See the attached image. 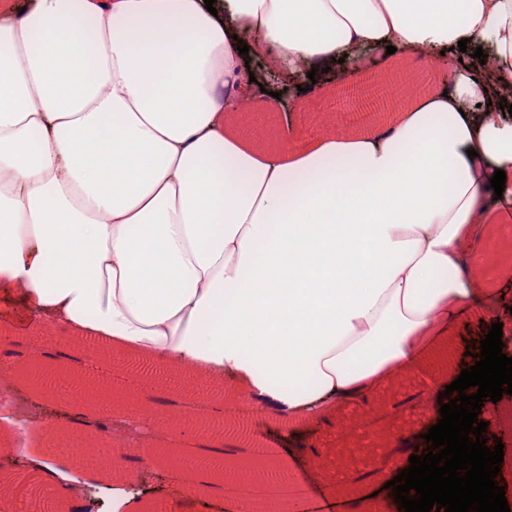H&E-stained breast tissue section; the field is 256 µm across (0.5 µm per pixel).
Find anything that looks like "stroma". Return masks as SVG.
<instances>
[{
	"label": "stroma",
	"mask_w": 512,
	"mask_h": 512,
	"mask_svg": "<svg viewBox=\"0 0 512 512\" xmlns=\"http://www.w3.org/2000/svg\"><path fill=\"white\" fill-rule=\"evenodd\" d=\"M402 69L380 66L341 81L322 76L307 93L305 108L288 119L294 141L313 140L328 122L343 130L383 122L401 105L400 99L392 97L391 87ZM493 277L498 290L495 300L468 302L466 312L452 327L447 349L421 368L402 373L393 384L337 404L334 416L326 421L289 426L265 414L241 413L236 424L225 430V439L244 457L251 456L255 446L278 440L275 456L303 483L308 512H399L387 483L408 468L416 449L425 448L424 435L440 418V394L462 370L475 365L480 342L493 324H501L509 339L502 352L512 357V269L495 271ZM38 335L21 301L0 292V353L11 352L20 366H27L30 345ZM106 366V373H99L75 353L58 370L95 378L101 386L136 382L158 397L164 410L183 401L211 398L203 380L136 357L112 352ZM478 419L487 425V440L504 445L505 466L497 482L504 486L512 506V395H502L496 404L484 400ZM32 440L31 434L18 429L10 441L0 440V499L11 501L17 512H68V504L88 505L80 489L92 477H104L103 467L66 463L54 491H45L30 463ZM154 469V477L142 490V503L153 505L158 512H222L223 501L191 492L167 471Z\"/></svg>",
	"instance_id": "obj_1"
}]
</instances>
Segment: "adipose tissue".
<instances>
[{"instance_id":"ef3b65f1","label":"adipose tissue","mask_w":512,"mask_h":512,"mask_svg":"<svg viewBox=\"0 0 512 512\" xmlns=\"http://www.w3.org/2000/svg\"><path fill=\"white\" fill-rule=\"evenodd\" d=\"M462 39L485 64L446 57ZM390 46L439 80L402 83L397 117L367 132L298 145L232 112L252 98L247 58L354 75ZM504 102L512 0L0 8V289L40 325L323 419L416 365L466 301L493 297L488 266L512 265ZM111 400L116 440L168 427L153 397Z\"/></svg>"}]
</instances>
